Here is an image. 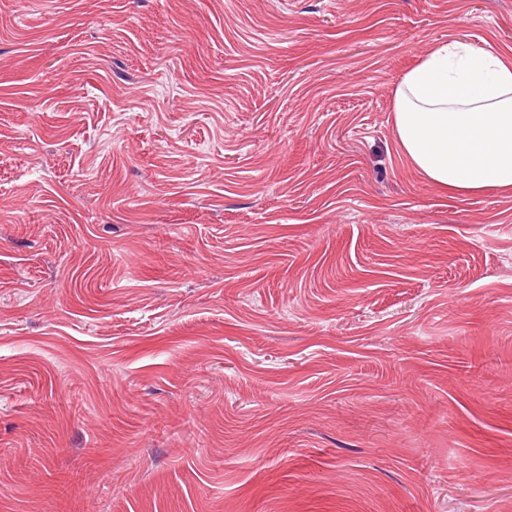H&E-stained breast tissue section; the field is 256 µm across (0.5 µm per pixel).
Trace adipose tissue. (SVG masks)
I'll return each mask as SVG.
<instances>
[{
    "mask_svg": "<svg viewBox=\"0 0 512 512\" xmlns=\"http://www.w3.org/2000/svg\"><path fill=\"white\" fill-rule=\"evenodd\" d=\"M401 156L428 183L512 194V55L433 46L393 90Z\"/></svg>",
    "mask_w": 512,
    "mask_h": 512,
    "instance_id": "ef3b65f1",
    "label": "adipose tissue"
}]
</instances>
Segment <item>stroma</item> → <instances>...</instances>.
Returning <instances> with one entry per match:
<instances>
[{
    "label": "stroma",
    "mask_w": 512,
    "mask_h": 512,
    "mask_svg": "<svg viewBox=\"0 0 512 512\" xmlns=\"http://www.w3.org/2000/svg\"><path fill=\"white\" fill-rule=\"evenodd\" d=\"M512 0H0V512H512V195L392 95Z\"/></svg>",
    "instance_id": "35a3bbf8"
}]
</instances>
